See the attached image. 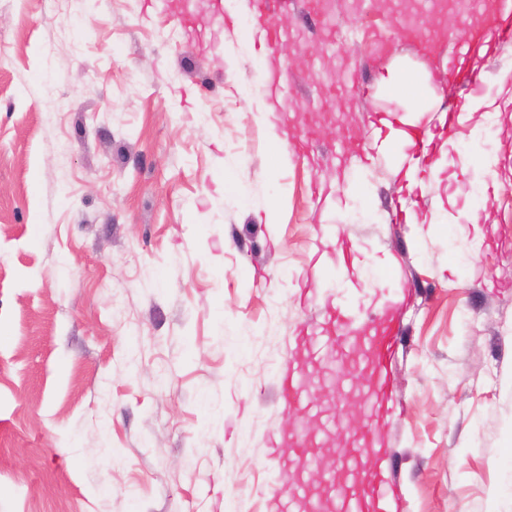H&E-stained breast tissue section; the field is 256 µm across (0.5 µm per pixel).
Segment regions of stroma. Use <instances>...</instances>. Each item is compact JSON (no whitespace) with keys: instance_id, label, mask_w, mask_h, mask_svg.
<instances>
[{"instance_id":"obj_1","label":"stroma","mask_w":512,"mask_h":512,"mask_svg":"<svg viewBox=\"0 0 512 512\" xmlns=\"http://www.w3.org/2000/svg\"><path fill=\"white\" fill-rule=\"evenodd\" d=\"M315 2L276 16L307 54L282 60V155L247 16L0 0V512H271L275 369L340 280L400 326L391 512H512V42L420 113L386 82L446 72L481 16ZM473 97L490 116L447 126ZM390 110L437 143L412 191L372 122Z\"/></svg>"}]
</instances>
